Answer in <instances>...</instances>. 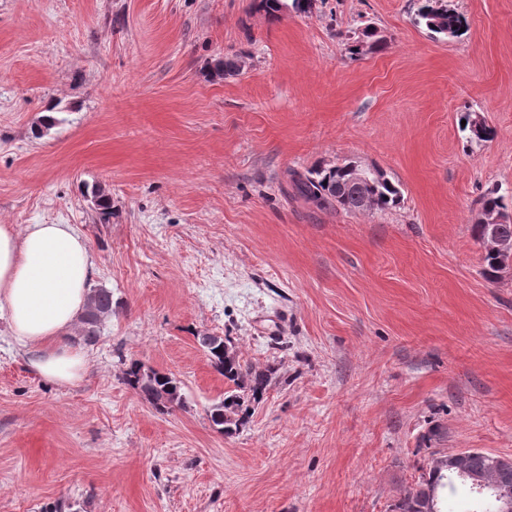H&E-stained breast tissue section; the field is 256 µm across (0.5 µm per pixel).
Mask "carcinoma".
<instances>
[{"label": "carcinoma", "mask_w": 512, "mask_h": 512, "mask_svg": "<svg viewBox=\"0 0 512 512\" xmlns=\"http://www.w3.org/2000/svg\"><path fill=\"white\" fill-rule=\"evenodd\" d=\"M433 0H420L414 23L426 28L433 34L456 36L464 27L465 19L455 9L449 7L444 13H434ZM461 119L466 121L462 130L469 138L484 141L491 135V129L474 123L472 113L465 112ZM345 181V165L319 167L302 174L289 172L291 196L314 205L318 209L336 208L354 213L359 208L357 194L353 191L344 194L334 192V188ZM98 214L107 218L112 212V197L103 188L93 191ZM375 210L386 211L401 204L403 193L399 185L386 179L373 190ZM480 209L495 211L512 208V194L501 192L496 187L485 193L479 200ZM112 315V291L107 288H94L90 291L88 304L82 320V338L87 344L98 338L99 325ZM199 346L205 351L211 366L224 377L231 388L224 392V398L214 403L208 410L209 420L218 431L240 429L249 415V403L261 399L270 383L272 370H258L240 362L237 354L228 347L230 340L208 333L196 336ZM124 380L152 406L164 401L159 409L168 413L183 404L182 382L175 376L159 370L147 369L139 361H131L124 370ZM470 468L480 474L488 470V453L471 448L468 450ZM470 486V483L448 471L444 455L438 451L430 453L428 467L419 476L418 490L412 496L404 497L396 506L397 512H442L440 509L441 492L456 484Z\"/></svg>", "instance_id": "obj_1"}]
</instances>
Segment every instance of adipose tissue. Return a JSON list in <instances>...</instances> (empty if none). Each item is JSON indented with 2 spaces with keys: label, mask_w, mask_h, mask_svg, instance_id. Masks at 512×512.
<instances>
[{
  "label": "adipose tissue",
  "mask_w": 512,
  "mask_h": 512,
  "mask_svg": "<svg viewBox=\"0 0 512 512\" xmlns=\"http://www.w3.org/2000/svg\"><path fill=\"white\" fill-rule=\"evenodd\" d=\"M95 264L70 224H0V318L29 366L60 386L79 382L87 366L68 338L85 312Z\"/></svg>",
  "instance_id": "1"
}]
</instances>
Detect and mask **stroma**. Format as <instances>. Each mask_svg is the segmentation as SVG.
<instances>
[{
    "label": "stroma",
    "mask_w": 512,
    "mask_h": 512,
    "mask_svg": "<svg viewBox=\"0 0 512 512\" xmlns=\"http://www.w3.org/2000/svg\"><path fill=\"white\" fill-rule=\"evenodd\" d=\"M448 2L450 38L418 0H0V224L77 227L113 302L66 387L0 320V512H394L431 451L512 459V278L472 234L512 192V0ZM367 27L386 48L350 55ZM349 162L401 204L285 192ZM199 333L274 371L239 432L207 417L228 385ZM131 360L183 407L128 386ZM433 1L420 0L421 3L416 10L414 23L417 26L425 27L433 34L446 37L448 35L457 36L459 30L464 27V17L449 5L443 14L436 15L433 10ZM348 163L319 167L302 174L298 171L289 172V184L291 196L302 199L306 203L314 205L318 209L336 208L348 213L367 212L373 210L386 211L396 208L403 200V193L398 184L386 178L379 182L372 194L367 188L372 186L373 181L379 178L376 169L363 168L353 165L351 176L347 183H353L358 187V197L355 191L344 194H337L342 182H345V167ZM327 181V185H324ZM336 186V192L333 191ZM374 198V201H373ZM124 380L161 413H169L183 404L182 382L172 374L146 369L143 363L134 360L124 370ZM159 400H164L162 408L157 405Z\"/></svg>",
    "instance_id": "obj_1"
}]
</instances>
